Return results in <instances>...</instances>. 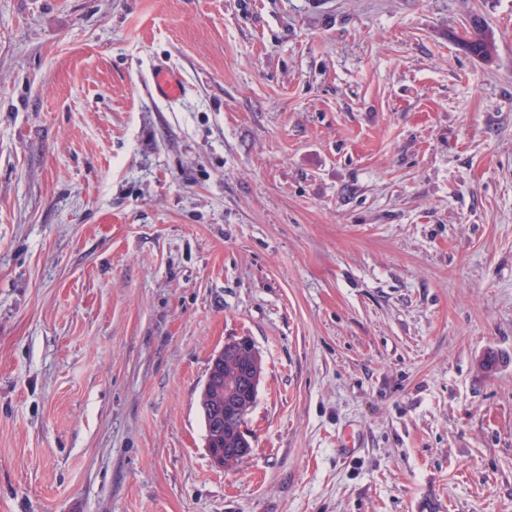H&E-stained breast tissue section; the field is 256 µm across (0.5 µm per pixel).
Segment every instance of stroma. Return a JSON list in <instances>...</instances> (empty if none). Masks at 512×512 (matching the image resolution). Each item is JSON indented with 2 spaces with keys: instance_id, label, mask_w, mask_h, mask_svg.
Wrapping results in <instances>:
<instances>
[{
  "instance_id": "1",
  "label": "stroma",
  "mask_w": 512,
  "mask_h": 512,
  "mask_svg": "<svg viewBox=\"0 0 512 512\" xmlns=\"http://www.w3.org/2000/svg\"><path fill=\"white\" fill-rule=\"evenodd\" d=\"M0 512H512V0H0ZM471 29L470 35L463 41V48L482 61L490 60L495 47L492 35L477 19L472 20ZM151 79L157 92L168 101L178 99L186 91L183 80L168 67L159 66L156 68ZM234 358L244 375L238 385H224L235 377V365L224 355ZM201 394V409L207 425L208 435L219 439L224 433L225 415L232 408L243 410L252 401L262 376V358L248 338L232 340L224 345L211 360ZM223 377V379H222ZM240 440L241 448H231L232 440H234L231 436L225 440L224 448H211L210 442L208 444V452L213 464L218 468H224V458H225V448L229 450L230 455H234L235 457H241L242 460L246 459L252 453V447H249L248 439L243 438L242 436H238ZM242 460L234 459L232 461H228L226 463V467H236L239 465Z\"/></svg>"
}]
</instances>
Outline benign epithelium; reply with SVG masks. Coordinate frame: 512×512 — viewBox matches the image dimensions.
<instances>
[{
  "instance_id": "1",
  "label": "benign epithelium",
  "mask_w": 512,
  "mask_h": 512,
  "mask_svg": "<svg viewBox=\"0 0 512 512\" xmlns=\"http://www.w3.org/2000/svg\"><path fill=\"white\" fill-rule=\"evenodd\" d=\"M236 360L244 375L241 382L231 387L224 385V355ZM262 358L255 345L247 338L232 340L224 345L211 360L201 394V409L207 425L208 434L220 438L224 433V418L231 409H244L252 401L262 376ZM213 464L224 467L225 454L229 453L243 459L250 456L252 448L249 441L240 438V447L225 450L208 448Z\"/></svg>"
}]
</instances>
